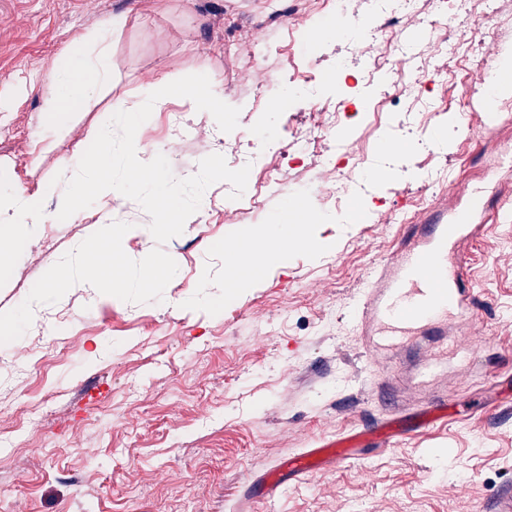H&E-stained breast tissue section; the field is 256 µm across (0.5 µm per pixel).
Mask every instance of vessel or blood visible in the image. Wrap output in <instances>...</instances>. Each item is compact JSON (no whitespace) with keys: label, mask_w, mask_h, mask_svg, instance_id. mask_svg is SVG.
I'll return each instance as SVG.
<instances>
[{"label":"vessel or blood","mask_w":512,"mask_h":512,"mask_svg":"<svg viewBox=\"0 0 512 512\" xmlns=\"http://www.w3.org/2000/svg\"><path fill=\"white\" fill-rule=\"evenodd\" d=\"M478 230L469 214L451 216L444 211L423 213L405 224L394 257L374 272L357 307L359 324L375 328L378 345L404 346L421 331L450 319L469 351L486 346L487 338L475 314V296L462 277L466 259L455 249L459 238L476 235ZM455 406L449 398L431 400L418 418V427L446 422ZM393 437L391 424L376 423L319 440L270 470L263 485L269 495H276L288 483L358 460L363 449L388 447Z\"/></svg>","instance_id":"vessel-or-blood-1"}]
</instances>
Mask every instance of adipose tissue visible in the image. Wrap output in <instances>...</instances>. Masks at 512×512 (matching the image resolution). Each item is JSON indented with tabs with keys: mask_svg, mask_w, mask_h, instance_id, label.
I'll return each instance as SVG.
<instances>
[{
	"mask_svg": "<svg viewBox=\"0 0 512 512\" xmlns=\"http://www.w3.org/2000/svg\"><path fill=\"white\" fill-rule=\"evenodd\" d=\"M127 24L123 15L114 16L103 29L91 30L78 41L74 57L56 68L49 76L53 91L44 101L45 111L60 114L73 105L92 101L112 80L110 40L122 32ZM12 212V223L0 227V264L9 263L11 253L6 244L16 234L20 224H41L46 220L37 196L14 193L6 204Z\"/></svg>",
	"mask_w": 512,
	"mask_h": 512,
	"instance_id": "ef3b65f1",
	"label": "adipose tissue"
}]
</instances>
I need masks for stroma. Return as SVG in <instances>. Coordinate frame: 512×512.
<instances>
[{
  "instance_id": "1",
  "label": "stroma",
  "mask_w": 512,
  "mask_h": 512,
  "mask_svg": "<svg viewBox=\"0 0 512 512\" xmlns=\"http://www.w3.org/2000/svg\"><path fill=\"white\" fill-rule=\"evenodd\" d=\"M384 27L371 0H0V199L40 189L43 224H22L0 267V313L19 306L66 252L123 221L128 256L155 246L149 215L120 197L57 220L64 162L112 115L166 75L203 73L239 125L170 97L140 126L143 161L164 154L176 178L218 153L249 167L255 194L219 182L165 251L178 272L162 301L136 304L73 288L39 305L30 328L0 345V512H494L512 487V124L483 126L459 95L512 48V0H450L456 22L417 38L435 11ZM127 18L111 44L112 81L95 102L45 112L47 76L80 37ZM363 21L355 43L309 37ZM407 73H437L423 93L373 78L377 47ZM382 100L379 127L362 101ZM443 133L446 152L433 139ZM397 149L383 153L384 141ZM344 152L341 169L326 163ZM471 176L449 191L459 168ZM382 175L373 180L371 169ZM274 178L280 189L264 187ZM490 201L462 240L487 349L426 388L413 374L456 335L453 322L397 352H368L354 308L423 206ZM312 213L303 242L266 259L242 288L224 283V244L269 224L289 202ZM452 397L446 424L366 449L361 460L257 500L261 476L289 454L386 418L411 419Z\"/></svg>"
}]
</instances>
